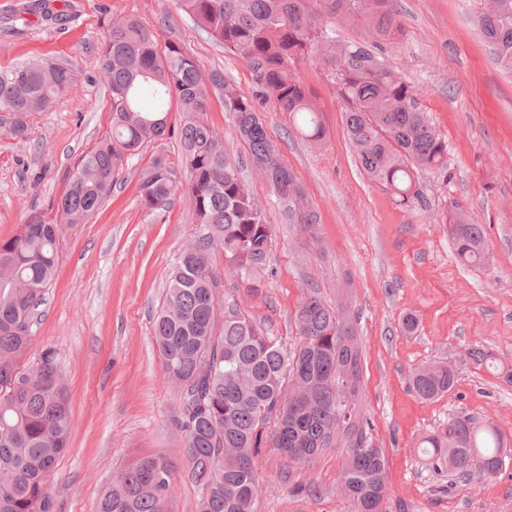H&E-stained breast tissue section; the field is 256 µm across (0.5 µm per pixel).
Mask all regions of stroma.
<instances>
[{
    "instance_id": "obj_1",
    "label": "stroma",
    "mask_w": 512,
    "mask_h": 512,
    "mask_svg": "<svg viewBox=\"0 0 512 512\" xmlns=\"http://www.w3.org/2000/svg\"><path fill=\"white\" fill-rule=\"evenodd\" d=\"M30 2L0 0V69L42 60L67 68L72 80L51 111L32 115L26 138L0 135V240L34 217L59 223L56 204L69 173L109 131L100 54L113 19H139L159 44H178L204 71H220L242 94L254 91L247 60L197 29L174 0H49L66 14L58 22ZM481 9L480 0H398L402 34L383 46L448 144L447 177L418 175L426 209L396 205L364 174L324 62L295 69L321 112L322 144L291 131L287 115L271 105L262 109L271 139L320 213L314 234L284 222L219 95L207 112L275 235L259 297L247 296L225 271L223 248L212 250L216 297L236 298L288 347L299 341L294 313L307 289L353 312L360 411L371 421L372 443L388 457L383 512H512V460L495 478L451 483L419 451L424 437L458 414L492 419L512 438V384L467 356L471 349L512 356V78L478 31ZM158 152L180 166L177 138L148 143L88 223L60 224L59 269L19 363L28 369L51 348L64 376L72 430L50 484L58 512H98L113 476L139 457H182L179 388L164 370L153 322L170 268L198 226L183 200L156 215L142 210L137 183ZM457 208L484 229L480 263L462 264L454 253L446 219ZM407 314L417 319L410 333L401 327ZM437 362L455 365L458 381L443 396L419 399L409 377ZM347 452L340 444L298 465L262 448L258 512H351L338 484Z\"/></svg>"
}]
</instances>
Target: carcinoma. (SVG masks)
Here are the masks:
<instances>
[{
  "mask_svg": "<svg viewBox=\"0 0 512 512\" xmlns=\"http://www.w3.org/2000/svg\"><path fill=\"white\" fill-rule=\"evenodd\" d=\"M396 2L176 0L198 28L248 60L255 84L250 96L220 73H204L178 45L159 49L155 33L139 21L112 22L101 53L111 132L79 160L58 204L60 223L34 218L0 240V512H56L50 482L71 430L62 372L51 348L31 369L21 371L18 364L57 273L60 225L89 222L140 148L172 135L173 110L182 114L177 138L185 174L159 153L142 170L138 189L146 213L179 197L199 225L172 265L165 306L154 322L165 370L181 390L186 465L179 470L161 455L137 459L112 479L99 512H165L179 480L197 490L196 512H257L259 454L268 438L296 464L348 442L339 475L343 491L355 512H383L388 459L369 440V422L359 413L362 353L349 311L310 289L296 312L300 343L292 351L234 298L224 300V323L217 326L213 246L223 247L226 266L245 282L248 295L258 297L274 238L265 209L206 114L211 93H218L288 223L312 232L319 214L269 138L261 108L271 104L306 140L321 143L326 130L320 111L294 67L322 60L346 104L343 128L362 170L397 205L426 208L415 173L447 174V142L414 88L366 40L336 38V21L346 16L363 18L376 37L395 38ZM483 2L477 25L497 64L512 75V0ZM70 83L65 67L43 61L0 70V134L25 136L31 114L50 111ZM449 232L462 263L483 258L482 225L456 212ZM467 356L478 366L500 368L512 383V365L481 349ZM456 382V370L446 363L418 368L410 377L423 400ZM423 444L428 467L459 479L491 477L509 457L499 429L468 415L453 418Z\"/></svg>",
  "mask_w": 512,
  "mask_h": 512,
  "instance_id": "carcinoma-1",
  "label": "carcinoma"
}]
</instances>
